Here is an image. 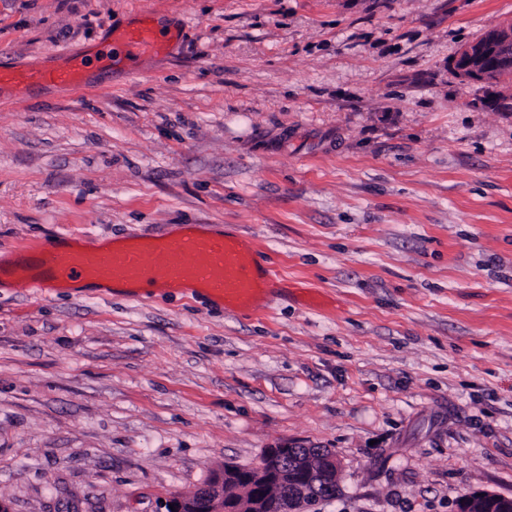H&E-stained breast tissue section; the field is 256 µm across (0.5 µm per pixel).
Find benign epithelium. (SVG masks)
I'll list each match as a JSON object with an SVG mask.
<instances>
[{"instance_id":"obj_1","label":"benign epithelium","mask_w":512,"mask_h":512,"mask_svg":"<svg viewBox=\"0 0 512 512\" xmlns=\"http://www.w3.org/2000/svg\"><path fill=\"white\" fill-rule=\"evenodd\" d=\"M466 82L494 83L499 72L512 68V21L497 23L482 38L465 43L453 60ZM340 475V462L330 450L309 448L306 455H289V448L271 447L250 468L226 465L215 471L202 490L174 496L166 512H266L274 492L288 489L290 512H308L315 502L313 487L321 474ZM457 512H512V498L488 490L472 491L457 502Z\"/></svg>"}]
</instances>
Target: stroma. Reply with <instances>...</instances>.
I'll return each mask as SVG.
<instances>
[{"label": "stroma", "instance_id": "stroma-1", "mask_svg": "<svg viewBox=\"0 0 512 512\" xmlns=\"http://www.w3.org/2000/svg\"><path fill=\"white\" fill-rule=\"evenodd\" d=\"M149 9L167 59L0 91V264L252 238L270 309L0 278V497L166 512L266 448H327L310 512L512 496V112L460 47L512 0H0V65L91 55Z\"/></svg>", "mask_w": 512, "mask_h": 512}]
</instances>
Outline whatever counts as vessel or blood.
I'll return each mask as SVG.
<instances>
[{
  "instance_id": "vessel-or-blood-1",
  "label": "vessel or blood",
  "mask_w": 512,
  "mask_h": 512,
  "mask_svg": "<svg viewBox=\"0 0 512 512\" xmlns=\"http://www.w3.org/2000/svg\"><path fill=\"white\" fill-rule=\"evenodd\" d=\"M177 38V33L159 28L147 9L137 22L112 30L99 61L161 59ZM61 57L62 64L53 68L0 66V87H82L85 57L66 51ZM85 278L153 294L185 288L221 300L233 309L260 306L279 275L273 267L261 264L260 250L253 241L227 231L204 232L193 224L166 237L133 243L81 245L73 241L37 251L23 268L26 286L37 291Z\"/></svg>"
}]
</instances>
